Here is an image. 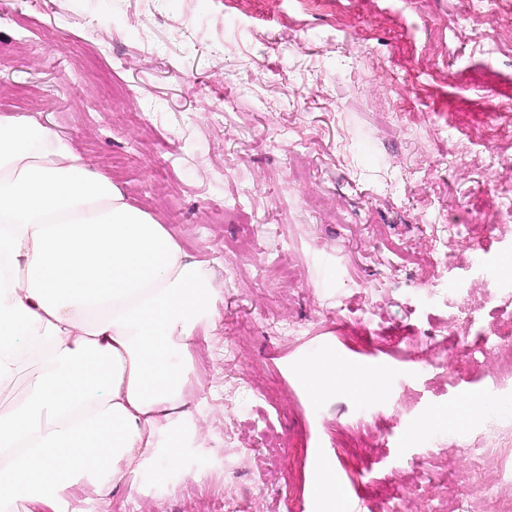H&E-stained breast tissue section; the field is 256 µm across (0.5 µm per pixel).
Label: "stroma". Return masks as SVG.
Masks as SVG:
<instances>
[{"label":"stroma","mask_w":512,"mask_h":512,"mask_svg":"<svg viewBox=\"0 0 512 512\" xmlns=\"http://www.w3.org/2000/svg\"><path fill=\"white\" fill-rule=\"evenodd\" d=\"M71 140L222 290L193 348L194 434L166 482L111 512H498L473 444L512 412L482 329L512 323V0H0V116ZM288 261L297 276L275 279ZM469 294L478 317H454ZM381 364L384 397L312 396L327 357ZM471 487L460 497V487Z\"/></svg>","instance_id":"stroma-1"}]
</instances>
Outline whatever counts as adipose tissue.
I'll return each instance as SVG.
<instances>
[{"label": "adipose tissue", "instance_id": "obj_1", "mask_svg": "<svg viewBox=\"0 0 512 512\" xmlns=\"http://www.w3.org/2000/svg\"><path fill=\"white\" fill-rule=\"evenodd\" d=\"M220 291L205 263L49 127L0 116V512H58L93 486L100 512L140 471L164 481L185 444L191 349ZM313 395H384L335 359L307 366Z\"/></svg>", "mask_w": 512, "mask_h": 512}]
</instances>
